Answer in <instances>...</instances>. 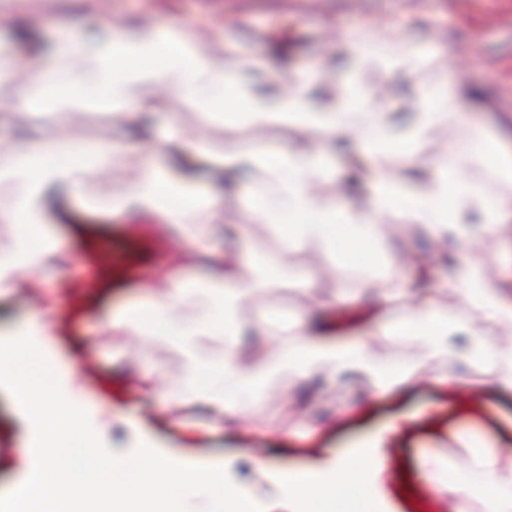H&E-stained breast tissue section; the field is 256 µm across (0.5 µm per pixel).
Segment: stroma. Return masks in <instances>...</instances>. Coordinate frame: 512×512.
I'll return each mask as SVG.
<instances>
[{"instance_id":"35a3bbf8","label":"stroma","mask_w":512,"mask_h":512,"mask_svg":"<svg viewBox=\"0 0 512 512\" xmlns=\"http://www.w3.org/2000/svg\"><path fill=\"white\" fill-rule=\"evenodd\" d=\"M103 12L130 29L185 28L225 71L242 72L256 90L265 87L277 94L288 78L303 76L302 99L312 111L332 104L341 84L373 91L399 133L416 122L414 112L400 110L401 102L420 103L442 84L464 91L470 104L467 112L441 115L414 139V158L392 156L398 179L413 188L428 183L432 172L427 162L450 150L460 170L487 179L493 191L510 197L512 182L487 178L476 144L482 136L497 135L512 147V0H0V43L12 49L8 62L0 64V142L13 145L35 132H53L65 113L70 116L71 133L87 145L114 142L138 150L153 141L163 142L159 161L175 167L189 163L200 188L224 191L222 213L201 211L190 218L191 223L208 225L207 246L213 261L232 258L244 268L270 256L277 260L267 290L239 311L238 319L253 331L254 342L267 348L280 341L279 326L271 319L280 313L297 325L323 323L338 336L372 334L381 352L407 353L409 338L382 335L384 320L406 317L411 308L427 302L444 311L453 298L448 255L432 250L423 224L405 216L407 234L379 243L366 262L338 265L334 251L315 240L288 252L273 224L251 216L249 191L257 169L225 178L210 164L214 158L260 150L324 147L334 157L336 173L317 181L319 200L362 207L368 201L373 164L361 160L353 140H332L320 127L276 118L257 129L244 122L228 123L198 99L161 90L149 80L134 87L145 103L141 109L115 105L85 91L74 94L63 83L37 114L18 123L9 118L12 104L23 92L13 70L32 58L47 59L59 38L95 42L103 34L99 25ZM393 32L414 45L421 63L396 57L352 70L344 66L345 41L384 39ZM469 40L475 43L470 59L462 62L450 55L452 46ZM174 127L195 133L204 142L205 159H198L191 144L169 138ZM470 230L472 238L489 245L485 263L490 284L512 300V215L494 225H471ZM73 235L75 250L55 282L99 278L100 265L83 259L90 248H109L113 264L127 272L110 297L98 300L71 324L57 347L62 362L97 358L78 402L98 457H140L147 440L156 453L179 455L193 468L222 469L225 482L256 492L257 512H280L259 496L260 487L283 472L320 468L338 453L382 442L389 475L385 499H359V508L412 512L420 491L415 462L420 454L446 442L449 431L486 448L512 449V393L494 385L495 365L476 360L463 367L451 358L442 364V371L451 377L467 375L469 386L480 393L475 418L466 417L465 400L449 396L428 368L402 391L373 399L367 380L359 375L339 379L332 387L288 377L267 388L259 412L232 432L209 428L193 411L184 416L182 431L170 429L157 421V409L142 388L130 384L112 401L111 431H101L92 403L103 397L104 380L124 376L120 349L104 334L112 313L140 299L144 285L158 277L205 281L213 270L211 264L176 260L174 250L150 249L120 224L90 221L75 225ZM375 289L387 299L381 320L373 318L369 308ZM397 422L402 430L384 440L385 429ZM34 434V426L20 418L1 390L0 460L25 455L32 466H39L41 451L32 445ZM255 448L261 451L258 466L249 458Z\"/></svg>"}]
</instances>
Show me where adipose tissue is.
<instances>
[{
	"mask_svg": "<svg viewBox=\"0 0 512 512\" xmlns=\"http://www.w3.org/2000/svg\"><path fill=\"white\" fill-rule=\"evenodd\" d=\"M54 55V67L41 66L28 75L33 91L18 101V109H41L63 72L72 75L79 89L101 91L114 102L128 104L134 101L132 85L149 74L171 90L221 110L225 118H242L256 127L275 115L315 123L331 135L355 136L361 153L374 160L410 147L409 137L391 134L387 113L379 111L366 90L339 99L322 112L307 110L296 91L266 99L198 51L191 35L176 26L114 30L91 47L62 39ZM116 154V148H91L64 135L51 140L34 136L0 168V177L11 180L14 195L13 207L0 209V226L14 232L11 245L0 249V294L23 288L37 302L15 335L0 338V387L23 417L39 422L47 443L39 469H20L19 480L0 498L9 512H254L251 496L225 484L216 469L191 470L176 458L149 454L134 464L138 474L130 480L129 459H93V444L83 434L77 411L55 398L51 385L37 379L60 367L55 348L65 321L55 292L41 275L70 251L64 227L54 221L52 212L61 199L85 201L90 180L107 169ZM244 161L262 174L251 201L254 217L276 224L286 247L316 239L345 259L355 246L380 241L385 215L396 221L412 213L442 244L465 233L466 217L473 209H480L486 223L495 224L512 207V200L489 194L482 182L468 179L448 157L435 164L432 182L418 188L377 172L363 210L325 206L314 195L313 178L334 171L333 158L324 149L252 154ZM125 162L130 177L126 189L113 196V211L181 224L200 206L214 211L223 206L220 193L203 192L190 177L158 161L129 155ZM482 251L478 244L460 254L455 302L478 307L487 320L511 331L512 303L478 272ZM265 285L261 264L244 278L219 272L205 288L192 279H163L150 285L143 300L113 316L114 336L147 335L179 354V384L154 382L147 390L161 408L201 410L212 423L230 428L258 411L262 389L289 374L302 380L317 375L328 382L357 374L368 381L371 396L384 397L408 385L427 364L448 357L463 364L476 358L495 362L496 384L512 392V342L488 340L475 329L468 348H453L448 338L460 330V323L429 307L389 324V335L408 336L416 344L415 356L397 368L377 354L368 338L339 341L317 328H296L291 340L260 357H249L240 340L237 314ZM458 464L476 468L480 483L494 491L490 501L478 499L468 481L444 478L441 470L447 462L441 456L419 458L415 474L433 499L455 503L457 512H512L511 450L469 445L460 450ZM382 475L375 449L356 448L328 467L289 473L275 491L287 499L288 512H314L331 491L349 489L365 495Z\"/></svg>",
	"mask_w": 512,
	"mask_h": 512,
	"instance_id": "obj_1",
	"label": "adipose tissue"
}]
</instances>
